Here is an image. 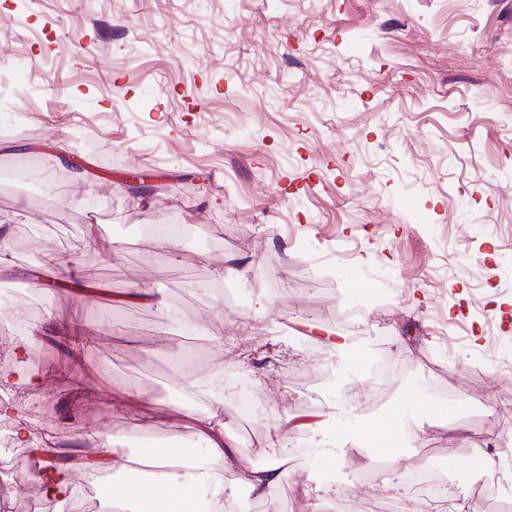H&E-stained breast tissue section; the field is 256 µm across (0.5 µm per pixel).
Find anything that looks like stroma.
Segmentation results:
<instances>
[{
  "mask_svg": "<svg viewBox=\"0 0 512 512\" xmlns=\"http://www.w3.org/2000/svg\"><path fill=\"white\" fill-rule=\"evenodd\" d=\"M0 81L15 89L0 220L18 243L0 253L17 289L0 301V372L41 378L0 385L29 429L0 453L10 512H55L24 473L41 442L72 462L102 430L130 454L194 443L178 407L211 398L180 392L186 354L258 395L244 418L224 392L237 467L267 465L275 435L290 452L287 483L250 512H425L385 488L422 459L448 468L444 512H487L475 488L512 467V374L488 357L512 339V0H0ZM111 169L160 179L135 194ZM173 219L191 231L177 248H133ZM72 277L92 292L58 288ZM407 392L427 407L393 467L325 482L307 448L370 462L355 428ZM288 413L323 424L279 432Z\"/></svg>",
  "mask_w": 512,
  "mask_h": 512,
  "instance_id": "35a3bbf8",
  "label": "stroma"
}]
</instances>
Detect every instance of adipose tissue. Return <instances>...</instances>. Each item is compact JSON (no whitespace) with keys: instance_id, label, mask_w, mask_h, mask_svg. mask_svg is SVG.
Segmentation results:
<instances>
[{"instance_id":"adipose-tissue-1","label":"adipose tissue","mask_w":512,"mask_h":512,"mask_svg":"<svg viewBox=\"0 0 512 512\" xmlns=\"http://www.w3.org/2000/svg\"><path fill=\"white\" fill-rule=\"evenodd\" d=\"M420 404L415 395H407L402 404L392 407L383 418L359 427L358 438L378 443L383 452L394 454L406 408ZM182 414L193 424L198 440L206 447L208 468L173 469L172 460L181 454V447L161 446L152 450L148 458L153 471L151 478L113 487L102 503L103 512H111L117 503L124 512H197L196 490L200 487L209 488L212 493V512H224V472L234 467L236 459L234 442L225 432L224 403L214 401L200 412L186 408ZM269 448L271 461L268 465L238 471L239 483L262 499L271 497L289 475L288 451L276 440L270 442ZM52 453L49 445L36 451V466L31 475L40 480L47 496L60 498L72 485L71 474L68 466H51Z\"/></svg>"}]
</instances>
